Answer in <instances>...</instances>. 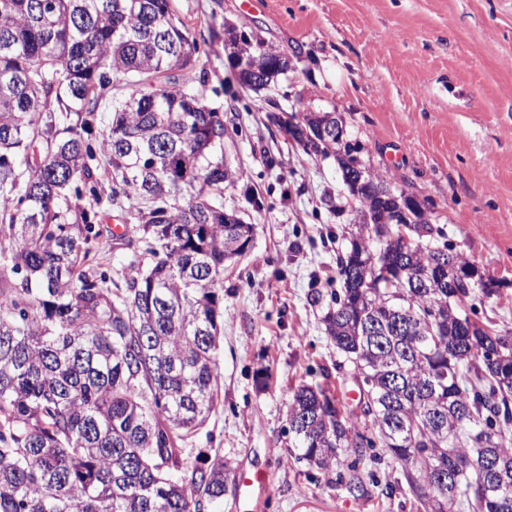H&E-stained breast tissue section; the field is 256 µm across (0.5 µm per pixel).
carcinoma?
I'll use <instances>...</instances> for the list:
<instances>
[{
  "mask_svg": "<svg viewBox=\"0 0 512 512\" xmlns=\"http://www.w3.org/2000/svg\"><path fill=\"white\" fill-rule=\"evenodd\" d=\"M242 43L255 92L288 74L262 38ZM196 40L171 0H0V512H216L224 459L192 461L188 445L219 402L217 351L224 262L250 250L255 228L224 219V121L175 71L194 66ZM122 98L101 136L99 97ZM325 112L291 114L310 154L336 158L353 184L363 146L322 139ZM107 201L126 203L138 242L119 286L84 263L107 243L97 171ZM363 183L359 224L338 261L325 332L350 364L362 405L345 410L329 389L302 386L288 411V447L336 483H360L359 465L387 455L407 469L424 512H512V336H500L452 299L481 284L410 288L393 279L357 288L372 270L435 271L458 256L442 229L411 209L403 253L358 243L383 231L395 203ZM494 441L497 469L479 492L467 463ZM450 474L433 499L427 487Z\"/></svg>",
  "mask_w": 512,
  "mask_h": 512,
  "instance_id": "carcinoma-1",
  "label": "carcinoma"
}]
</instances>
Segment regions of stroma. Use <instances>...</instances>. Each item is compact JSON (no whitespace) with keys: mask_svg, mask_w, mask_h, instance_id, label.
<instances>
[{"mask_svg":"<svg viewBox=\"0 0 512 512\" xmlns=\"http://www.w3.org/2000/svg\"><path fill=\"white\" fill-rule=\"evenodd\" d=\"M196 39L178 72L220 112L224 161L236 178L224 209L256 227L250 253L226 267L220 401L193 450L220 455L232 476L220 512H246L233 479L265 471L262 512H420L404 467L361 465L356 491L288 451L299 385L332 383L346 409L359 395L327 337L312 292L341 287L357 203L334 157L308 155L281 126L292 112H333L365 147L369 169L428 201L430 223L495 282L464 306L512 330V0H173ZM292 55L278 88L243 89L224 47L229 28ZM264 201L256 209L252 197ZM268 369L266 387L255 375Z\"/></svg>","mask_w":512,"mask_h":512,"instance_id":"stroma-1","label":"stroma"}]
</instances>
